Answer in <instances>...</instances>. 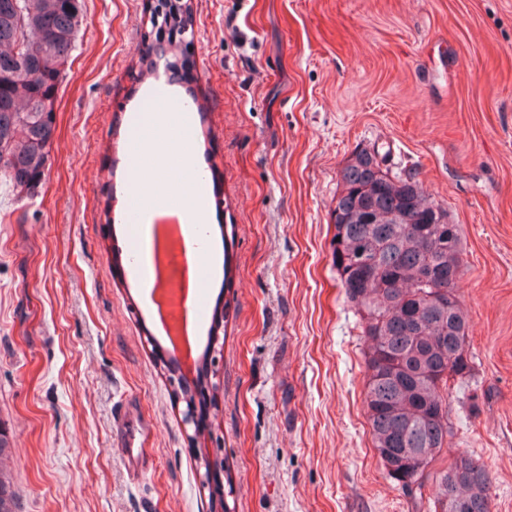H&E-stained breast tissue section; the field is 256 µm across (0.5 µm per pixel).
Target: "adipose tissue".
<instances>
[{
  "label": "adipose tissue",
  "instance_id": "ef3b65f1",
  "mask_svg": "<svg viewBox=\"0 0 512 512\" xmlns=\"http://www.w3.org/2000/svg\"><path fill=\"white\" fill-rule=\"evenodd\" d=\"M150 121L156 130L158 147L155 151L156 164L152 177H145L139 173H132L131 181L135 184L142 205L143 221L139 227V236L142 243L140 256L137 260L133 274L136 278H149L153 272L152 242L153 218L164 210L165 200L172 192H180L185 200V225L183 235L192 238L199 224L207 219L206 206L202 193L198 189L199 179L194 165H187L188 181L186 185L178 187L172 184L167 177V159L170 155L180 152L182 146L171 139L172 129L181 125L183 116L178 112H153L149 115Z\"/></svg>",
  "mask_w": 512,
  "mask_h": 512
}]
</instances>
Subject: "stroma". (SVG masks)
<instances>
[{
  "mask_svg": "<svg viewBox=\"0 0 512 512\" xmlns=\"http://www.w3.org/2000/svg\"><path fill=\"white\" fill-rule=\"evenodd\" d=\"M153 0H82L41 183L0 179V430L17 512H417L385 472L365 416L364 338L336 279L339 172L377 150L446 209L470 378L449 414L492 512H512V0H191L193 34L141 75ZM206 178L198 344L227 320L197 442L163 329L133 274L131 141L149 98L179 102ZM154 430L142 479L113 438L119 413Z\"/></svg>",
  "mask_w": 512,
  "mask_h": 512,
  "instance_id": "obj_1",
  "label": "stroma"
}]
</instances>
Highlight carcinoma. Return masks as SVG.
Returning <instances> with one entry per match:
<instances>
[{"instance_id": "cac0c4a2", "label": "carcinoma", "mask_w": 512, "mask_h": 512, "mask_svg": "<svg viewBox=\"0 0 512 512\" xmlns=\"http://www.w3.org/2000/svg\"><path fill=\"white\" fill-rule=\"evenodd\" d=\"M84 24L80 0H0V176L35 188L55 131L57 77ZM151 34L139 63L154 69L157 45L192 27L190 0H155ZM436 203L419 183L389 175L378 152H364L340 171L334 265L362 322L364 405L373 447L387 476L428 512H490L492 481L484 464L459 453L434 468L452 435L455 387L471 371L467 317L457 293L462 266L459 226L440 224ZM0 512H17L0 472Z\"/></svg>"}]
</instances>
